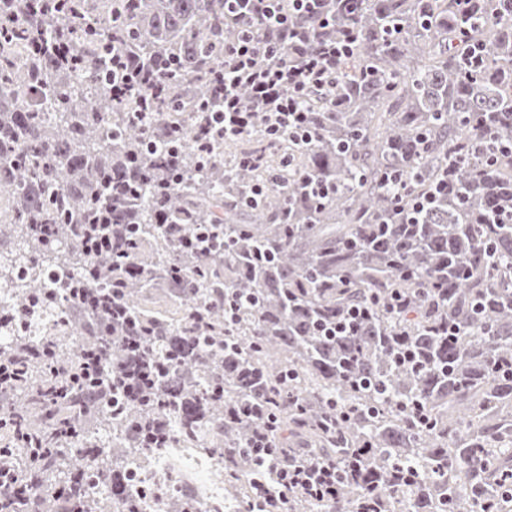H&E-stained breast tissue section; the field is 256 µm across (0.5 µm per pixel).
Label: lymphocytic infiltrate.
<instances>
[{
	"instance_id": "obj_1",
	"label": "lymphocytic infiltrate",
	"mask_w": 512,
	"mask_h": 512,
	"mask_svg": "<svg viewBox=\"0 0 512 512\" xmlns=\"http://www.w3.org/2000/svg\"><path fill=\"white\" fill-rule=\"evenodd\" d=\"M225 10L234 18L265 23L263 41L243 33L235 44L224 49V73L219 82L224 87V102L209 117L211 135L241 136L252 129L253 113L243 111L236 94L240 84H249L253 96L271 114L270 137L288 134L302 144L313 140L301 99L310 88H323L336 79V67L352 54L358 40L353 30L328 37L310 46L297 18L309 16L326 21L325 0H225ZM266 65H258V56ZM125 363L117 368L119 379L96 382L94 390L85 392L80 414L61 411L54 383L67 379L69 363L54 359L50 347L20 345L8 355L0 354V430L11 421L23 422V433L12 442L0 445V504L34 495L37 512H67L63 490L56 485L37 484L15 466L19 455H35L28 438L34 434L58 431L78 438L81 414L94 412L114 387H122L124 407L135 404L140 385L150 374L142 362L143 340L138 336L124 339ZM255 468L251 482L263 488L267 475H275L281 487L299 485L321 501L333 502L336 481L343 469L331 461L309 457L292 463L282 458L270 439L252 445Z\"/></svg>"
}]
</instances>
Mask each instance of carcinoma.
<instances>
[{
	"mask_svg": "<svg viewBox=\"0 0 512 512\" xmlns=\"http://www.w3.org/2000/svg\"><path fill=\"white\" fill-rule=\"evenodd\" d=\"M459 2L334 0L329 26L300 19L312 45L354 28L357 47L336 103L308 93L312 144L285 134L268 154L264 124L197 140L224 46L265 31L224 19V0H0V241L27 243L0 250V350L74 355L84 289L168 364L136 407L105 402L78 443L22 460L68 488L69 512H143L130 468L172 446L203 447L224 498L265 512L246 448L264 425L293 456L359 467L331 505L288 490L291 512H512V222H493L512 210V152L444 174L486 130L512 141V0ZM140 73L155 94L112 97ZM109 227L112 253L88 256L82 239ZM188 294L176 317L148 305ZM94 335L124 361L121 325ZM89 452L81 476L70 461ZM172 491L199 512L189 477Z\"/></svg>",
	"mask_w": 512,
	"mask_h": 512,
	"instance_id": "obj_1",
	"label": "carcinoma"
}]
</instances>
